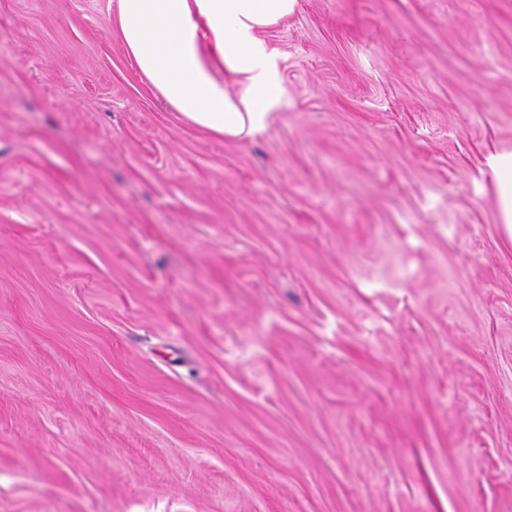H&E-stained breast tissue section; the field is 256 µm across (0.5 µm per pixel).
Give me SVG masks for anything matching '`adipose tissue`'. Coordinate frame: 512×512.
<instances>
[{"label":"adipose tissue","instance_id":"adipose-tissue-1","mask_svg":"<svg viewBox=\"0 0 512 512\" xmlns=\"http://www.w3.org/2000/svg\"><path fill=\"white\" fill-rule=\"evenodd\" d=\"M298 0H118L115 22L130 57L165 102L212 134L258 130L286 94L261 31ZM502 228L512 239V153L491 157Z\"/></svg>","mask_w":512,"mask_h":512}]
</instances>
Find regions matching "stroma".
<instances>
[{
	"label": "stroma",
	"instance_id": "obj_1",
	"mask_svg": "<svg viewBox=\"0 0 512 512\" xmlns=\"http://www.w3.org/2000/svg\"><path fill=\"white\" fill-rule=\"evenodd\" d=\"M116 0H0V512H512V0H298L226 140ZM489 164L499 195L501 225L512 239V153L493 156Z\"/></svg>",
	"mask_w": 512,
	"mask_h": 512
}]
</instances>
